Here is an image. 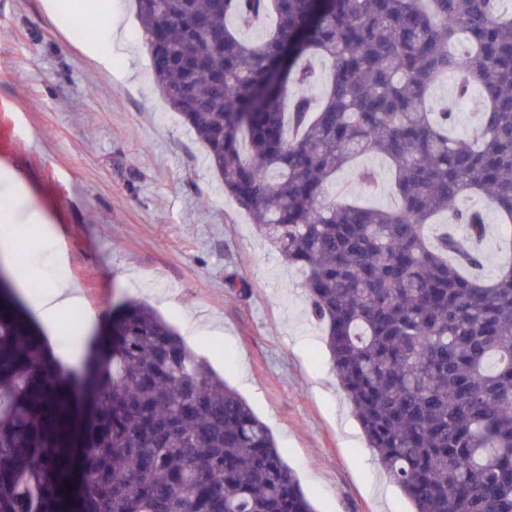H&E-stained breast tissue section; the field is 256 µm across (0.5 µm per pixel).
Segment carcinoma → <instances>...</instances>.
I'll list each match as a JSON object with an SVG mask.
<instances>
[{
  "label": "carcinoma",
  "mask_w": 512,
  "mask_h": 512,
  "mask_svg": "<svg viewBox=\"0 0 512 512\" xmlns=\"http://www.w3.org/2000/svg\"><path fill=\"white\" fill-rule=\"evenodd\" d=\"M134 3L158 91L302 270L413 512H512V264L484 277L487 224L467 204L512 222V0ZM256 17L272 26L252 40ZM317 59L331 75L313 96ZM450 74L456 98L483 94L467 138L432 99ZM367 154L390 162L396 206L331 192ZM441 212L471 245L428 234ZM105 335L72 378L0 280V512H314L266 424L153 309L113 304Z\"/></svg>",
  "instance_id": "obj_1"
}]
</instances>
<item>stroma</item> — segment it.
Returning a JSON list of instances; mask_svg holds the SVG:
<instances>
[{
  "instance_id": "stroma-1",
  "label": "stroma",
  "mask_w": 512,
  "mask_h": 512,
  "mask_svg": "<svg viewBox=\"0 0 512 512\" xmlns=\"http://www.w3.org/2000/svg\"><path fill=\"white\" fill-rule=\"evenodd\" d=\"M0 0V206L10 189L50 228L18 250L81 291L92 320L67 313L48 337L90 345L112 304L143 302L269 427L316 512H410L368 447L309 314L303 273L272 251L225 195L204 147L156 89L133 0ZM120 32L95 59L75 26ZM487 222L485 275L512 259L501 216ZM234 275L236 289L225 286Z\"/></svg>"
}]
</instances>
